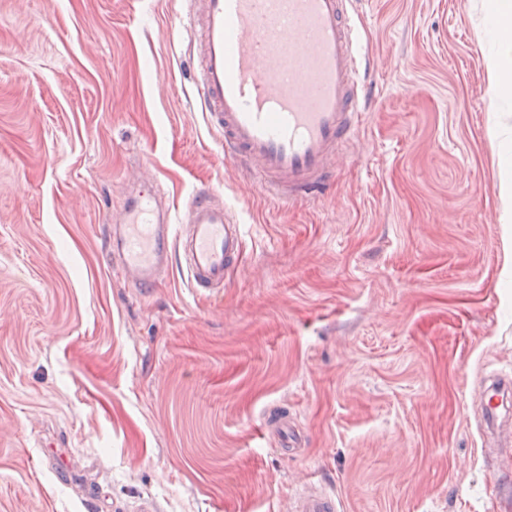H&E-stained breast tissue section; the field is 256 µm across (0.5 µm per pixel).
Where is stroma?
I'll return each instance as SVG.
<instances>
[{
    "mask_svg": "<svg viewBox=\"0 0 512 512\" xmlns=\"http://www.w3.org/2000/svg\"><path fill=\"white\" fill-rule=\"evenodd\" d=\"M363 152L314 205L233 176L190 0H0V512H496L475 392L512 359V93L484 0H355ZM148 174L245 226L222 290L140 299L109 215ZM283 408L300 448L267 428ZM490 101H496L501 92V80L505 75L512 76V40L501 38L497 56L486 65ZM335 498L326 491H309L306 488L296 493L289 501L290 512H335Z\"/></svg>",
    "mask_w": 512,
    "mask_h": 512,
    "instance_id": "35a3bbf8",
    "label": "stroma"
}]
</instances>
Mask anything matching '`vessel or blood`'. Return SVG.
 Instances as JSON below:
<instances>
[{"mask_svg":"<svg viewBox=\"0 0 512 512\" xmlns=\"http://www.w3.org/2000/svg\"><path fill=\"white\" fill-rule=\"evenodd\" d=\"M196 98L224 156L250 188L283 206L325 195L362 149L368 110L360 81L366 47L353 0H197ZM117 275L145 296L172 256L196 292L221 289L243 251L244 228L210 187L172 218L157 195L127 187L110 215ZM499 507L512 512V457L497 467ZM324 491L301 490L289 512H336Z\"/></svg>","mask_w":512,"mask_h":512,"instance_id":"vessel-or-blood-1","label":"vessel or blood"}]
</instances>
